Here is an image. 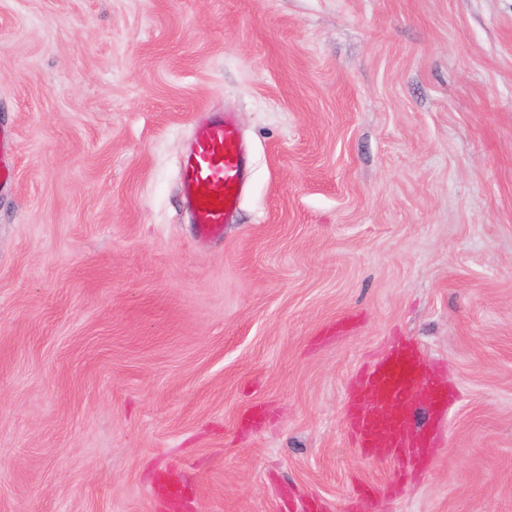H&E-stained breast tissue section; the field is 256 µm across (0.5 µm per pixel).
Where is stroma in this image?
<instances>
[{
    "instance_id": "35a3bbf8",
    "label": "stroma",
    "mask_w": 512,
    "mask_h": 512,
    "mask_svg": "<svg viewBox=\"0 0 512 512\" xmlns=\"http://www.w3.org/2000/svg\"><path fill=\"white\" fill-rule=\"evenodd\" d=\"M1 165L0 512H512V0H0ZM398 337L455 401L389 494L346 417ZM249 176L240 129L232 112L199 122L180 162L182 196L202 240L223 236Z\"/></svg>"
}]
</instances>
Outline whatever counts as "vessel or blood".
<instances>
[{"label":"vessel or blood","instance_id":"vessel-or-blood-1","mask_svg":"<svg viewBox=\"0 0 512 512\" xmlns=\"http://www.w3.org/2000/svg\"><path fill=\"white\" fill-rule=\"evenodd\" d=\"M249 176L240 129L233 114L199 122L180 162L182 196L196 234L223 236L240 205ZM351 425L359 448L378 458L396 457L401 468L419 467L423 449L435 441L448 399L422 354L408 342L393 344L352 390Z\"/></svg>","mask_w":512,"mask_h":512}]
</instances>
